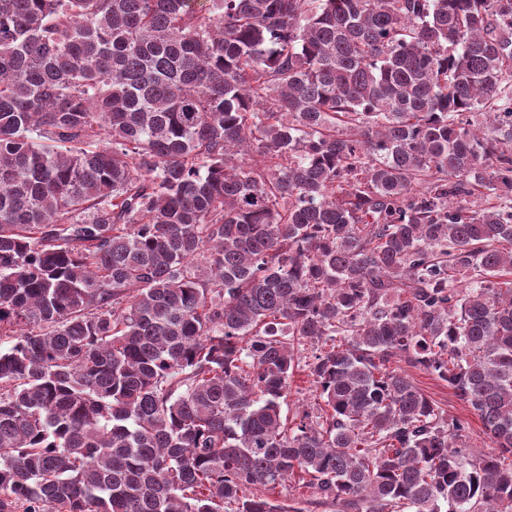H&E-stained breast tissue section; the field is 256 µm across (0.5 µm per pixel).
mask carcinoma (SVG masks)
<instances>
[{"instance_id": "1", "label": "carcinoma", "mask_w": 512, "mask_h": 512, "mask_svg": "<svg viewBox=\"0 0 512 512\" xmlns=\"http://www.w3.org/2000/svg\"><path fill=\"white\" fill-rule=\"evenodd\" d=\"M206 2L0 0V512H512V0ZM406 372L413 382L429 399L444 412L448 419L459 418L468 422V429L463 438L469 448L488 449L491 442L484 433V428L478 417L454 394L448 383L436 375L421 369L406 368ZM314 403L315 396L310 383L306 382L304 375L295 376L288 392L287 404H282V413L291 417L298 410L311 411ZM289 484L290 486L286 485L283 488L277 489L276 493L274 494V497L276 500H278V503H280L283 507L287 509L289 505L301 507L304 512H339V508L336 506V504H332L330 502L319 503V500H317L316 497L309 495L310 493H307L305 496L308 498V501L294 505V498L297 497V492L291 488V483Z\"/></svg>"}]
</instances>
